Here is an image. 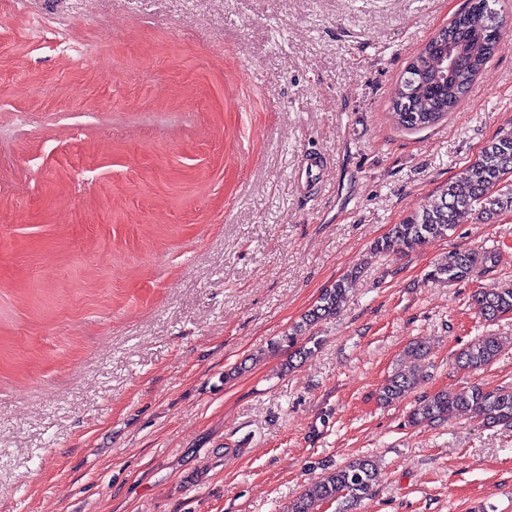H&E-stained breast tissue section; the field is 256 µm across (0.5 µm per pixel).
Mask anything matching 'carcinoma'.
<instances>
[{
  "instance_id": "1",
  "label": "carcinoma",
  "mask_w": 512,
  "mask_h": 512,
  "mask_svg": "<svg viewBox=\"0 0 512 512\" xmlns=\"http://www.w3.org/2000/svg\"><path fill=\"white\" fill-rule=\"evenodd\" d=\"M468 10L456 16L409 62L397 83L390 102L396 125L406 131L431 128L456 109L492 58L503 38L498 13L487 0H470ZM512 179V131L497 134L479 152L477 158L440 190L439 202L431 208L410 211L403 220L374 242L376 253L413 251L448 236L462 215L474 212L489 221L505 210H512V187L501 185ZM496 253L466 250L441 261L429 272L432 280L450 285L470 278L480 267L495 265ZM355 269L323 290L313 306L292 332L274 342L276 352L286 346L292 356L309 353L298 338L315 324L335 316L348 298L352 282L359 276ZM481 316L493 321L512 313V287L477 291L472 296ZM502 340L494 334L475 339L456 356L463 368L481 370L494 362L502 351ZM424 381L415 371H395L383 387L379 400L385 404L412 393ZM469 412L486 426L512 425V386L489 389L473 383L455 392L439 391L422 395L410 414L416 424H434ZM379 471L373 461L357 459L343 466H327L311 487L290 506L289 512H316L315 505L357 502L374 491Z\"/></svg>"
}]
</instances>
